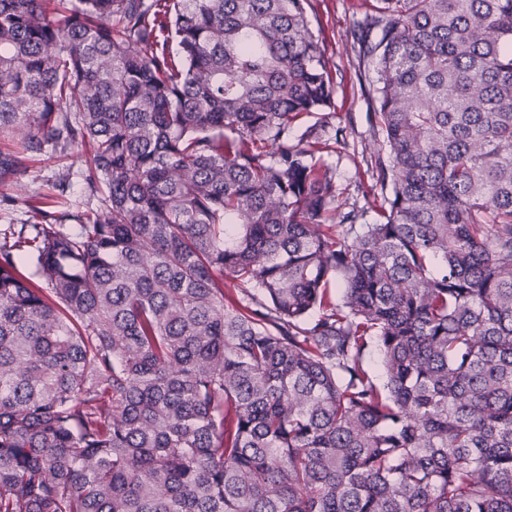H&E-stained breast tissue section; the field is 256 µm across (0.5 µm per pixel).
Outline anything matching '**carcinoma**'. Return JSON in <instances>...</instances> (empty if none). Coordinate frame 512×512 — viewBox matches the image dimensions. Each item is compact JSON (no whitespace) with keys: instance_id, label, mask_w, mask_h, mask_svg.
<instances>
[{"instance_id":"carcinoma-1","label":"carcinoma","mask_w":512,"mask_h":512,"mask_svg":"<svg viewBox=\"0 0 512 512\" xmlns=\"http://www.w3.org/2000/svg\"><path fill=\"white\" fill-rule=\"evenodd\" d=\"M306 3L0 0V136L104 192L0 236V512H512V0H369L371 224Z\"/></svg>"}]
</instances>
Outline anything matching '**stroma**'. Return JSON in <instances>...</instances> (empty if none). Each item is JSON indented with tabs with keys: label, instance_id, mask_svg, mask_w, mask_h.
Instances as JSON below:
<instances>
[{
	"label": "stroma",
	"instance_id": "1",
	"mask_svg": "<svg viewBox=\"0 0 512 512\" xmlns=\"http://www.w3.org/2000/svg\"><path fill=\"white\" fill-rule=\"evenodd\" d=\"M366 10L365 0H310L306 8L311 31L322 41L335 82V109L329 123L343 127L346 138L325 160L336 170V193L344 210L367 208L377 200L370 193L373 183V143L368 114L374 71L360 57L346 36ZM15 175L0 182V229H20L32 223L29 205L41 200L50 210L71 214L68 228H75L74 214L97 207L100 195L84 181L88 153L75 147L66 152L17 153ZM66 191H58L60 179Z\"/></svg>",
	"mask_w": 512,
	"mask_h": 512
}]
</instances>
